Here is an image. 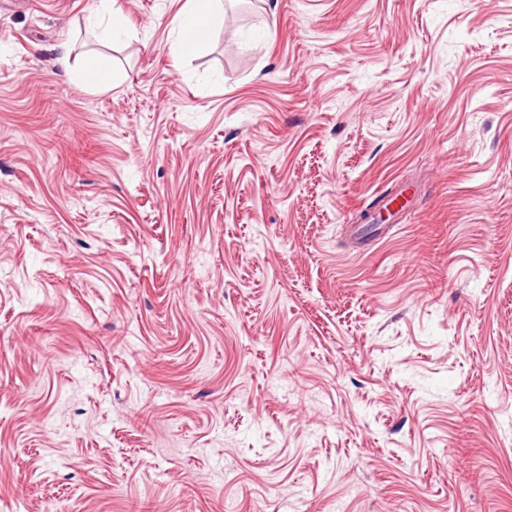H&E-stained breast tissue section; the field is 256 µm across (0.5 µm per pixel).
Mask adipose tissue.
Segmentation results:
<instances>
[{"label": "adipose tissue", "instance_id": "1", "mask_svg": "<svg viewBox=\"0 0 512 512\" xmlns=\"http://www.w3.org/2000/svg\"><path fill=\"white\" fill-rule=\"evenodd\" d=\"M224 24L222 0H187L170 20L171 53L182 59L192 55L208 41L213 30Z\"/></svg>", "mask_w": 512, "mask_h": 512}]
</instances>
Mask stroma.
I'll return each mask as SVG.
<instances>
[{
	"label": "stroma",
	"mask_w": 512,
	"mask_h": 512,
	"mask_svg": "<svg viewBox=\"0 0 512 512\" xmlns=\"http://www.w3.org/2000/svg\"><path fill=\"white\" fill-rule=\"evenodd\" d=\"M185 2L0 0V512H512V0ZM90 22L100 29L101 36L108 41L119 40L128 35L124 21L112 9V0H99L91 12ZM224 25L222 0H187L170 20L171 53L182 59L202 48L213 30ZM77 77L88 87H102L112 81V63L106 56L88 55L79 64Z\"/></svg>",
	"instance_id": "35a3bbf8"
}]
</instances>
